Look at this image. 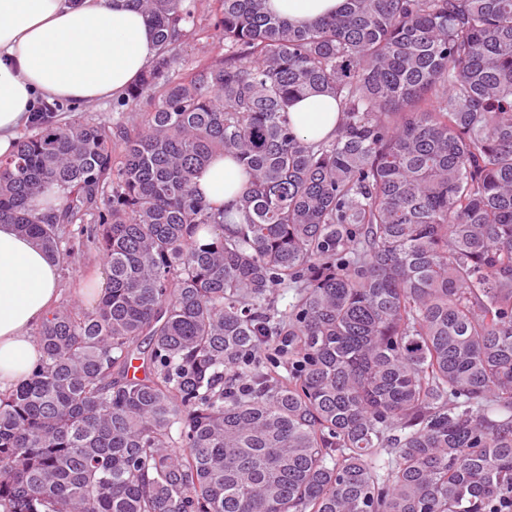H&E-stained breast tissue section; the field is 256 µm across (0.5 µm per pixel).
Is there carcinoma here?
I'll list each match as a JSON object with an SVG mask.
<instances>
[{"label": "carcinoma", "mask_w": 512, "mask_h": 512, "mask_svg": "<svg viewBox=\"0 0 512 512\" xmlns=\"http://www.w3.org/2000/svg\"><path fill=\"white\" fill-rule=\"evenodd\" d=\"M128 2L140 122L49 110L0 157V224L107 274L0 393L3 512H512V0H212L225 61L176 78L195 0ZM345 0H269L274 14L287 18L296 25L309 24L317 19L335 15ZM289 117L299 135L319 141L333 136L339 122L336 100L328 95L302 98L293 103ZM196 189L217 205L235 201L244 185L239 167L229 158H216L195 177Z\"/></svg>", "instance_id": "obj_1"}]
</instances>
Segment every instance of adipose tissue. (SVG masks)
Returning <instances> with one entry per match:
<instances>
[{"label":"adipose tissue","instance_id":"adipose-tissue-1","mask_svg":"<svg viewBox=\"0 0 512 512\" xmlns=\"http://www.w3.org/2000/svg\"><path fill=\"white\" fill-rule=\"evenodd\" d=\"M345 0H269L274 14L297 25L335 15ZM156 52L154 31L126 0H0V156L33 119L37 96L76 104L122 97ZM299 135L318 141L339 122L328 95L293 103ZM243 186L236 163L215 159L195 178L217 205L235 201ZM61 292L57 258L14 225L0 224V392L26 380L41 357L34 335Z\"/></svg>","mask_w":512,"mask_h":512}]
</instances>
